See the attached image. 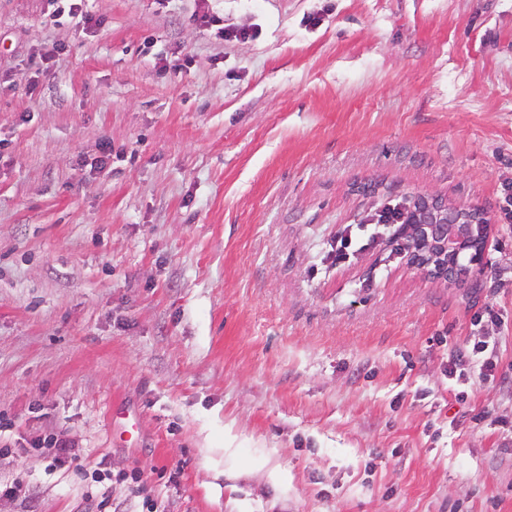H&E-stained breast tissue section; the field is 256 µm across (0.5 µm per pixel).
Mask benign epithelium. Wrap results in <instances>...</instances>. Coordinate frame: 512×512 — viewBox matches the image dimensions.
<instances>
[{
  "mask_svg": "<svg viewBox=\"0 0 512 512\" xmlns=\"http://www.w3.org/2000/svg\"><path fill=\"white\" fill-rule=\"evenodd\" d=\"M488 223L489 215L482 208L452 206L439 197L418 194L406 207L403 250L407 263L445 283H463L475 274L486 240L478 244L471 266L459 264L458 257L475 239L473 225Z\"/></svg>",
  "mask_w": 512,
  "mask_h": 512,
  "instance_id": "obj_1",
  "label": "benign epithelium"
}]
</instances>
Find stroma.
Wrapping results in <instances>:
<instances>
[{
	"mask_svg": "<svg viewBox=\"0 0 512 512\" xmlns=\"http://www.w3.org/2000/svg\"><path fill=\"white\" fill-rule=\"evenodd\" d=\"M87 8L0 0V512H512V0ZM418 193L476 279L328 260ZM84 2L85 0H53V4L57 6L55 11L58 13L64 14L67 12L68 16L73 18L80 16L81 20L87 26L89 24L102 25V19H95L92 15L84 11ZM359 232L355 230L345 229L343 233L336 239V261L343 259L350 251L362 249L366 244H360L364 236V229L357 228ZM363 232V233H362ZM355 250V251H356ZM490 348V341H482L474 344L472 347H466L459 354V361L468 363V365L475 363L476 370H478L479 377L484 380L494 377V370L496 364L490 357L485 354Z\"/></svg>",
	"mask_w": 512,
	"mask_h": 512,
	"instance_id": "1",
	"label": "stroma"
}]
</instances>
